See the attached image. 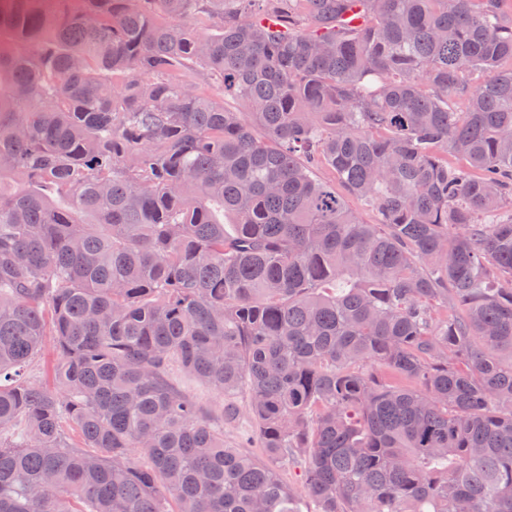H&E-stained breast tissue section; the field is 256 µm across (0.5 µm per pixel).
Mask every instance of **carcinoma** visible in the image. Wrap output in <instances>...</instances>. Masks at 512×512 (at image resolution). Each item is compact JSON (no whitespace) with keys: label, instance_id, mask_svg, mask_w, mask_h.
<instances>
[{"label":"carcinoma","instance_id":"obj_1","mask_svg":"<svg viewBox=\"0 0 512 512\" xmlns=\"http://www.w3.org/2000/svg\"><path fill=\"white\" fill-rule=\"evenodd\" d=\"M359 4L0 5V512H512V10ZM321 179L330 185L336 184V189L339 193L344 196L347 207L355 213V215L365 224H376L379 220L378 215L375 211L365 207L359 200L354 196L347 194L338 185L333 173L326 168L319 170Z\"/></svg>","mask_w":512,"mask_h":512}]
</instances>
